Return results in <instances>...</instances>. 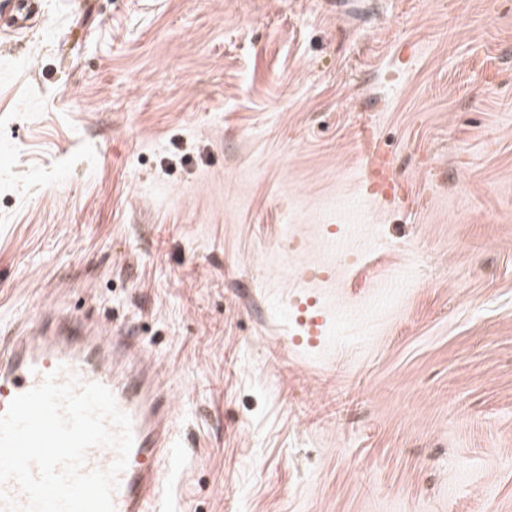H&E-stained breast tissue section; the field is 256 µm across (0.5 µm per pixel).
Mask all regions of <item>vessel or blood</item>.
Segmentation results:
<instances>
[{"mask_svg":"<svg viewBox=\"0 0 512 512\" xmlns=\"http://www.w3.org/2000/svg\"><path fill=\"white\" fill-rule=\"evenodd\" d=\"M291 307L297 330L291 344L320 347L327 318L319 291L303 290ZM52 372L61 384L74 377L104 385L130 416L133 447L113 492L115 512H155L161 468L175 456L170 426L174 401L171 385L144 340L116 327L43 318L27 335L0 344V414L14 397L38 386Z\"/></svg>","mask_w":512,"mask_h":512,"instance_id":"vessel-or-blood-1","label":"vessel or blood"}]
</instances>
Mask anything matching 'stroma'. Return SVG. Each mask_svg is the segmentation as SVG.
Returning <instances> with one entry per match:
<instances>
[{"mask_svg":"<svg viewBox=\"0 0 512 512\" xmlns=\"http://www.w3.org/2000/svg\"><path fill=\"white\" fill-rule=\"evenodd\" d=\"M49 311L171 379L159 512H512V0H0V337ZM319 289L308 288L292 300V317L297 333L290 339L294 347L315 349L325 341L326 310L321 304Z\"/></svg>","mask_w":512,"mask_h":512,"instance_id":"obj_1","label":"stroma"}]
</instances>
